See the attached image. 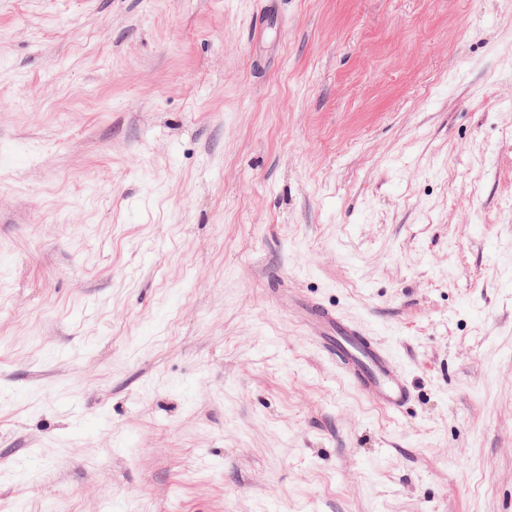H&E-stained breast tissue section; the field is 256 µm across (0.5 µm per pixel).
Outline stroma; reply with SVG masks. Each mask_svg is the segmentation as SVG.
<instances>
[{
  "mask_svg": "<svg viewBox=\"0 0 512 512\" xmlns=\"http://www.w3.org/2000/svg\"><path fill=\"white\" fill-rule=\"evenodd\" d=\"M0 512H512V0H0ZM310 318L322 328V350L351 383L384 410L398 414L411 403V391L392 357L357 325L326 308H311ZM336 336H331L332 331Z\"/></svg>",
  "mask_w": 512,
  "mask_h": 512,
  "instance_id": "obj_1",
  "label": "stroma"
}]
</instances>
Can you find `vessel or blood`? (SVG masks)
I'll return each mask as SVG.
<instances>
[{"label":"vessel or blood","mask_w":512,"mask_h":512,"mask_svg":"<svg viewBox=\"0 0 512 512\" xmlns=\"http://www.w3.org/2000/svg\"><path fill=\"white\" fill-rule=\"evenodd\" d=\"M310 317L322 328L318 337L322 350L359 391L390 413L407 410L410 388L392 357L374 338L322 307L312 309Z\"/></svg>","instance_id":"1"}]
</instances>
